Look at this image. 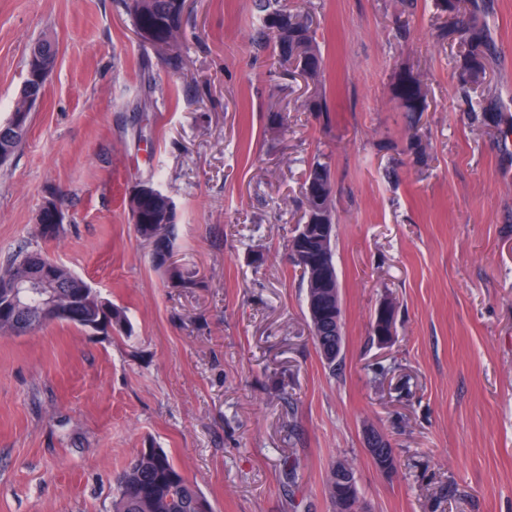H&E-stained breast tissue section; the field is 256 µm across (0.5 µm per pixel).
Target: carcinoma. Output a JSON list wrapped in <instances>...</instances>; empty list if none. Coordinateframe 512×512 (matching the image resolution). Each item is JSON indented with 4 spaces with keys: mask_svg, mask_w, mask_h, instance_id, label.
<instances>
[{
    "mask_svg": "<svg viewBox=\"0 0 512 512\" xmlns=\"http://www.w3.org/2000/svg\"><path fill=\"white\" fill-rule=\"evenodd\" d=\"M125 6L133 26L140 30L143 43L155 49L162 44L171 45L169 63L179 67L183 60V27L180 0H125ZM437 12L453 19L452 26L442 32V38L458 37L463 51L456 60V75L463 88L478 87L487 75V61L491 49V36L477 14H461L460 0H435ZM262 32L272 37L273 53L277 57L282 75H288V64L298 61L309 69L313 81L312 91L302 103L307 112L323 114L328 111L326 93L322 85L324 59L316 29L308 13H291L281 8L278 0H255ZM397 98L405 112H422L425 93L419 80L402 76L397 83ZM306 179L327 185L324 198L316 202L305 198V213L316 219L335 223L333 181L328 156L315 158L309 165ZM131 224L137 237L156 240V248L150 253L153 267L167 279L175 278L180 286L193 288L198 285L196 275L183 266H173L168 260L176 250L175 205L162 191L143 196L138 202L126 201ZM308 245L324 255V264L336 269L333 252V235H325L319 227H313L305 235ZM54 261L39 249H22L0 267V306L14 301L23 305L19 311L10 310L0 317V337L11 335L10 322H25L32 332L58 323L42 313V295L36 288L20 291L11 287L12 274L19 266L42 268ZM306 295L327 299L325 312L309 317L311 333L322 361L331 369L336 366V289L308 288ZM109 311L103 313L112 329H127L125 310L107 302ZM355 476L349 462L341 469L331 467L326 478V490L333 512H345L340 502L346 491L357 484L349 483ZM115 495L112 512H212L208 500L184 477L169 456L158 448H149L133 456L114 480Z\"/></svg>",
    "mask_w": 512,
    "mask_h": 512,
    "instance_id": "carcinoma-1",
    "label": "carcinoma"
}]
</instances>
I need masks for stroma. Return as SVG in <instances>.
Segmentation results:
<instances>
[{
    "label": "stroma",
    "instance_id": "stroma-1",
    "mask_svg": "<svg viewBox=\"0 0 512 512\" xmlns=\"http://www.w3.org/2000/svg\"><path fill=\"white\" fill-rule=\"evenodd\" d=\"M475 3L494 49L485 83L464 89L463 47L440 37L432 0H281L314 17L322 120L300 106L304 79L280 75L254 0H187L178 69L121 0H0V122L29 44L58 47L26 142L0 166V265L42 250L130 324L0 337V512H112L114 476L146 448L213 512H332L339 459L369 512H512V0L461 6ZM404 71L427 93L414 122L393 95ZM324 149L344 333L332 369L288 251ZM144 182L175 203V260L197 287H171L136 237L123 199ZM50 197L65 232L45 241ZM386 302L382 344L371 322ZM369 426L394 473L374 466ZM365 446L369 454L374 456L379 455L381 460H386L389 453L393 462V466H395L394 469H396L397 459L394 457L393 448H389L387 440L377 430L368 429L365 432ZM387 448H389V451ZM379 471L383 473L390 472L389 459L380 464ZM343 462L344 464L339 470H336V465L334 463L326 478V490L333 507V512H346L344 509L346 507H343L340 499L343 498L342 496L349 488L353 487L359 496L355 471L347 460H344ZM348 476H351V478L354 480L353 484L349 483V480L346 478Z\"/></svg>",
    "mask_w": 512,
    "mask_h": 512
}]
</instances>
